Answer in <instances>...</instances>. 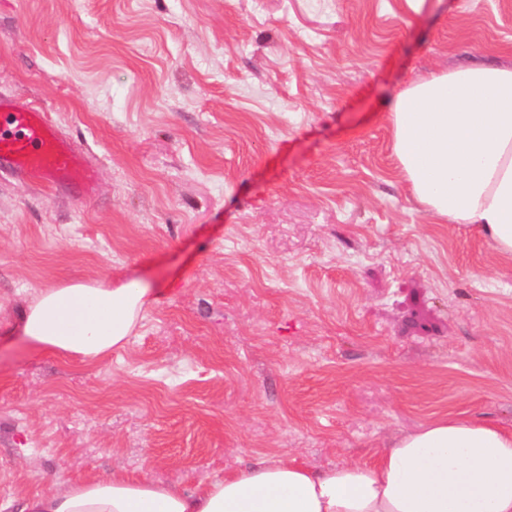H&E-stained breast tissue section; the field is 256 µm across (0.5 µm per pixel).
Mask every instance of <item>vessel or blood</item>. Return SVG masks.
Listing matches in <instances>:
<instances>
[{"instance_id":"b4317fda","label":"vessel or blood","mask_w":512,"mask_h":512,"mask_svg":"<svg viewBox=\"0 0 512 512\" xmlns=\"http://www.w3.org/2000/svg\"><path fill=\"white\" fill-rule=\"evenodd\" d=\"M0 169L48 187H71L92 198L97 174L41 109L0 97Z\"/></svg>"}]
</instances>
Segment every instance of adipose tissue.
Instances as JSON below:
<instances>
[{
    "instance_id": "1",
    "label": "adipose tissue",
    "mask_w": 512,
    "mask_h": 512,
    "mask_svg": "<svg viewBox=\"0 0 512 512\" xmlns=\"http://www.w3.org/2000/svg\"><path fill=\"white\" fill-rule=\"evenodd\" d=\"M387 119L415 201L474 228L512 258V65L477 64L412 81ZM134 279L41 289L14 332L36 352L93 365L124 347L158 304ZM19 512H512V430L446 414L396 438L370 464L316 471L260 460L186 489L145 476H93L27 498Z\"/></svg>"
}]
</instances>
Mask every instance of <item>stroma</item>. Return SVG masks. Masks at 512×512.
I'll return each mask as SVG.
<instances>
[{
  "instance_id": "stroma-1",
  "label": "stroma",
  "mask_w": 512,
  "mask_h": 512,
  "mask_svg": "<svg viewBox=\"0 0 512 512\" xmlns=\"http://www.w3.org/2000/svg\"><path fill=\"white\" fill-rule=\"evenodd\" d=\"M512 63V0H0V96L97 196L0 172V502L372 460L448 412L512 430V260L413 200L386 114ZM148 281L94 365L10 330L40 289Z\"/></svg>"
}]
</instances>
